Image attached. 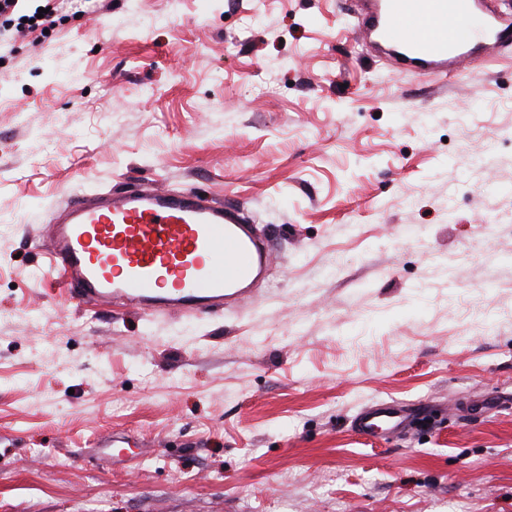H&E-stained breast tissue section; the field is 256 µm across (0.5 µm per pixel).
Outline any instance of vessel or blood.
<instances>
[{
	"label": "vessel or blood",
	"instance_id": "obj_1",
	"mask_svg": "<svg viewBox=\"0 0 512 512\" xmlns=\"http://www.w3.org/2000/svg\"><path fill=\"white\" fill-rule=\"evenodd\" d=\"M356 34L378 45L393 71L458 73L478 55L512 50V17L495 0H349ZM43 278L62 277L80 305L120 301L153 312L219 314L227 298L272 260L237 205L193 190L71 196L50 209ZM404 423L393 402L361 411L354 428L371 435Z\"/></svg>",
	"mask_w": 512,
	"mask_h": 512
}]
</instances>
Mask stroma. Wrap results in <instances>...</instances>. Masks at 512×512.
Returning a JSON list of instances; mask_svg holds the SVG:
<instances>
[{"mask_svg":"<svg viewBox=\"0 0 512 512\" xmlns=\"http://www.w3.org/2000/svg\"><path fill=\"white\" fill-rule=\"evenodd\" d=\"M155 186L271 247L223 314L41 280L48 209ZM380 402L409 433L353 429ZM0 512H512V60L391 74L343 0H75L15 38Z\"/></svg>","mask_w":512,"mask_h":512,"instance_id":"35a3bbf8","label":"stroma"}]
</instances>
